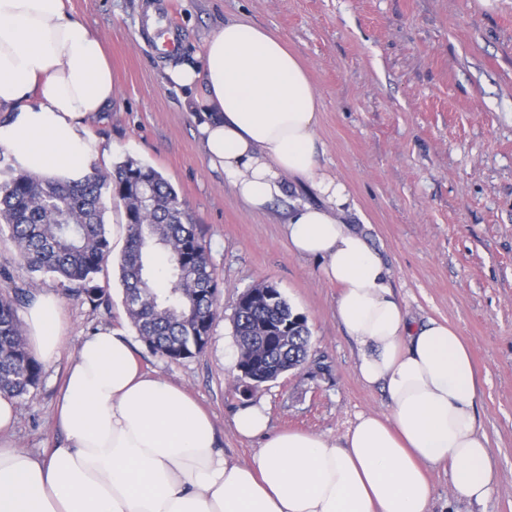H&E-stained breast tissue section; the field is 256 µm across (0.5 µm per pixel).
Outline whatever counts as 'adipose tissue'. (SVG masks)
I'll use <instances>...</instances> for the list:
<instances>
[{
  "label": "adipose tissue",
  "instance_id": "obj_1",
  "mask_svg": "<svg viewBox=\"0 0 512 512\" xmlns=\"http://www.w3.org/2000/svg\"><path fill=\"white\" fill-rule=\"evenodd\" d=\"M70 0H0V150L14 167L76 181L96 149L84 119L117 94L92 30ZM197 64L168 81L202 88L190 102L209 165L251 209L311 183L320 204L294 203L283 222L290 250L336 285V319L358 350L361 382L387 395L389 414H359L341 438L272 431L264 405L234 415L259 441L252 461L225 457L198 402L145 372L130 336L93 332L69 367L57 406L64 442L38 457L3 434L15 402L0 395V512H428L429 473L447 469L453 496L484 501L496 462L476 415L477 379L457 328L412 323L378 253L344 221L347 185L319 164V96L287 42L248 20L205 39ZM25 339L42 362L65 341L60 302L37 297Z\"/></svg>",
  "mask_w": 512,
  "mask_h": 512
}]
</instances>
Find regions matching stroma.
<instances>
[{
    "label": "stroma",
    "mask_w": 512,
    "mask_h": 512,
    "mask_svg": "<svg viewBox=\"0 0 512 512\" xmlns=\"http://www.w3.org/2000/svg\"><path fill=\"white\" fill-rule=\"evenodd\" d=\"M100 41L119 88L85 125L104 170L131 157L159 171L184 199L219 284L207 348L169 361L138 344L143 367L194 396L211 414L225 456L247 462L258 444L233 418L263 403L273 430L337 438L362 413L386 414L380 388L355 372L357 348L336 320L339 290L319 265L293 254L280 223L310 186L252 211L207 164L187 94L165 79L168 63L197 62L224 22L246 19L283 37L320 100L323 169L349 187V225L389 272L409 319L453 324L478 375V423L497 464L487 499L449 493L447 470L430 473L429 512H512V0H71ZM176 34L173 54L156 49ZM111 303L95 308L45 276L35 295L63 306L65 344L37 389L17 399L8 438L43 455L63 439L56 403L64 372L92 332L135 335L114 266L98 276ZM275 285L307 320L311 349L299 370L243 397L233 316L241 293Z\"/></svg>",
    "instance_id": "obj_1"
}]
</instances>
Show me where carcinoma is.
<instances>
[{
    "mask_svg": "<svg viewBox=\"0 0 512 512\" xmlns=\"http://www.w3.org/2000/svg\"><path fill=\"white\" fill-rule=\"evenodd\" d=\"M0 180V232L8 231L18 262L30 272L57 277L66 290L93 308L110 304L97 274L112 259L105 228L107 200L123 202L126 240L116 261L123 304L138 336L155 353L171 360L191 358L206 348L217 318L218 287L209 254L185 200L153 167L136 159L118 162L110 173L97 168L73 182L42 179L4 167ZM150 184L148 197L133 200L126 184L133 176ZM166 257L167 287L154 286L151 257ZM33 291L14 288L0 297V394L20 397L38 387L42 365L30 354L18 309L30 305ZM266 322L287 329L288 343L271 349L279 360L265 363L278 376L288 366L305 363L311 334L305 316L281 293L253 310L234 313L239 359L247 362L253 347L267 342Z\"/></svg>",
    "mask_w": 512,
    "mask_h": 512,
    "instance_id": "carcinoma-1",
    "label": "carcinoma"
}]
</instances>
